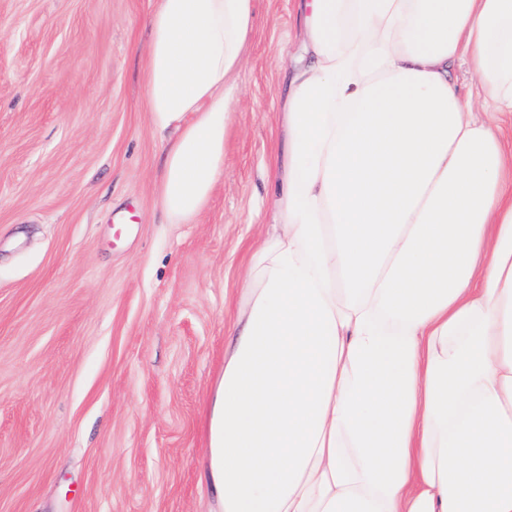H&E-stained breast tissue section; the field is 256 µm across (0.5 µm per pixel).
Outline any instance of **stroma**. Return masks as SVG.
Instances as JSON below:
<instances>
[{
	"mask_svg": "<svg viewBox=\"0 0 512 512\" xmlns=\"http://www.w3.org/2000/svg\"><path fill=\"white\" fill-rule=\"evenodd\" d=\"M155 0H0V512H209L205 407L271 230L295 0H255L224 169L166 223Z\"/></svg>",
	"mask_w": 512,
	"mask_h": 512,
	"instance_id": "1",
	"label": "stroma"
}]
</instances>
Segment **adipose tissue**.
I'll return each mask as SVG.
<instances>
[{
    "label": "adipose tissue",
    "instance_id": "1",
    "mask_svg": "<svg viewBox=\"0 0 512 512\" xmlns=\"http://www.w3.org/2000/svg\"><path fill=\"white\" fill-rule=\"evenodd\" d=\"M253 2L150 16L146 107L177 133L169 223L222 174ZM298 13L272 230L206 406L200 483L215 512H512V0Z\"/></svg>",
    "mask_w": 512,
    "mask_h": 512
}]
</instances>
